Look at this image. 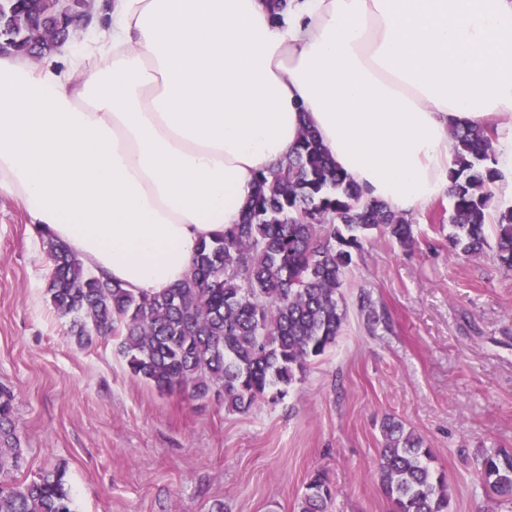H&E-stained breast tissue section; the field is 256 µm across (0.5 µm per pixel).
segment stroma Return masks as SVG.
<instances>
[{
  "instance_id": "1",
  "label": "stroma",
  "mask_w": 512,
  "mask_h": 512,
  "mask_svg": "<svg viewBox=\"0 0 512 512\" xmlns=\"http://www.w3.org/2000/svg\"><path fill=\"white\" fill-rule=\"evenodd\" d=\"M449 209L443 195L411 214L412 247L371 235L335 346L283 399L238 413L132 377L115 340L68 335L34 222L0 194V385L20 475L63 468L74 512H300L320 472L328 512H388L374 470L392 416L432 448L450 512H512L476 476L483 453L512 451V268L453 249Z\"/></svg>"
}]
</instances>
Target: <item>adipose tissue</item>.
I'll return each mask as SVG.
<instances>
[{"label":"adipose tissue","mask_w":512,"mask_h":512,"mask_svg":"<svg viewBox=\"0 0 512 512\" xmlns=\"http://www.w3.org/2000/svg\"><path fill=\"white\" fill-rule=\"evenodd\" d=\"M490 123L512 198V0H112L67 54L0 55V193L158 293L304 128L407 214L447 192L451 129Z\"/></svg>","instance_id":"obj_1"}]
</instances>
